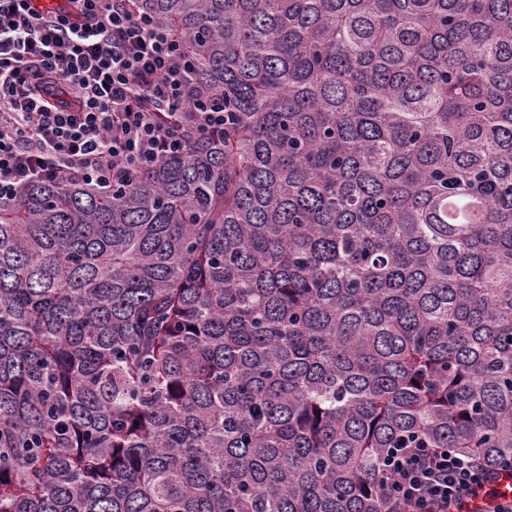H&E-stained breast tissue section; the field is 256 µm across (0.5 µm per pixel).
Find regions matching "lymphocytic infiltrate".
<instances>
[{"label":"lymphocytic infiltrate","mask_w":512,"mask_h":512,"mask_svg":"<svg viewBox=\"0 0 512 512\" xmlns=\"http://www.w3.org/2000/svg\"><path fill=\"white\" fill-rule=\"evenodd\" d=\"M37 12L0 0V203L33 181L125 184L189 135L224 130V107L197 95L183 41L136 0H73ZM386 512H460L491 483L451 448H390Z\"/></svg>","instance_id":"lymphocytic-infiltrate-1"}]
</instances>
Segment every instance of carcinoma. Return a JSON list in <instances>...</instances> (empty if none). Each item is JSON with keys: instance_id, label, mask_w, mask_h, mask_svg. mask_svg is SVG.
<instances>
[{"instance_id": "obj_1", "label": "carcinoma", "mask_w": 512, "mask_h": 512, "mask_svg": "<svg viewBox=\"0 0 512 512\" xmlns=\"http://www.w3.org/2000/svg\"><path fill=\"white\" fill-rule=\"evenodd\" d=\"M224 103L0 205V512H385L512 463V0H140ZM385 512H457L486 492L511 499L512 476H493L475 458L453 448H389L383 460Z\"/></svg>"}]
</instances>
